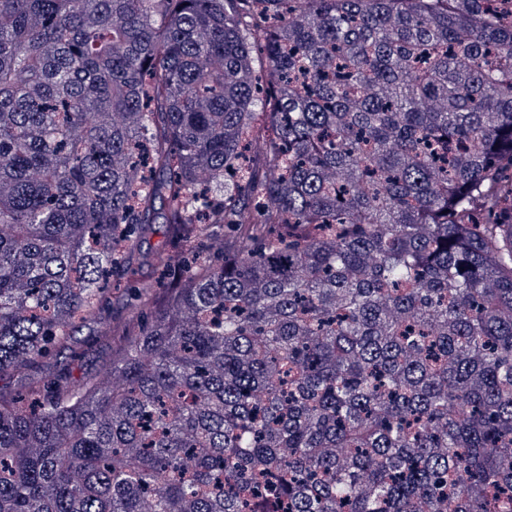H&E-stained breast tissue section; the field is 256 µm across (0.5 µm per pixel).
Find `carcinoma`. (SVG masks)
<instances>
[{
  "label": "carcinoma",
  "mask_w": 512,
  "mask_h": 512,
  "mask_svg": "<svg viewBox=\"0 0 512 512\" xmlns=\"http://www.w3.org/2000/svg\"><path fill=\"white\" fill-rule=\"evenodd\" d=\"M159 222L235 234L0 393V512H512L502 0H0V377ZM176 256L169 268L144 263L135 281L122 275L112 277L111 288L102 298L100 314L112 317L118 327L112 336L103 332L99 322L82 324L64 349L52 348L49 356L29 365L20 373L0 381V391L9 395H25L29 387L38 384L44 390L68 384L86 376L101 377L111 368L112 356L118 353L126 332H139L147 320L149 306L145 288L150 296H162L174 286L185 258L183 247L168 242Z\"/></svg>",
  "instance_id": "obj_1"
}]
</instances>
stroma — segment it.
Returning a JSON list of instances; mask_svg holds the SVG:
<instances>
[{
  "mask_svg": "<svg viewBox=\"0 0 512 512\" xmlns=\"http://www.w3.org/2000/svg\"><path fill=\"white\" fill-rule=\"evenodd\" d=\"M179 264L163 268L143 264L136 280L122 275L112 278L110 290L100 303L102 316L112 318L117 329L105 334L100 323L87 322L72 336L65 348L52 349L49 356L29 365L20 373L0 380V392L26 394L31 385L50 390L86 376L101 377L107 372L123 344V336L141 329L147 319V297L166 294L174 286Z\"/></svg>",
  "mask_w": 512,
  "mask_h": 512,
  "instance_id": "35a3bbf8",
  "label": "stroma"
}]
</instances>
